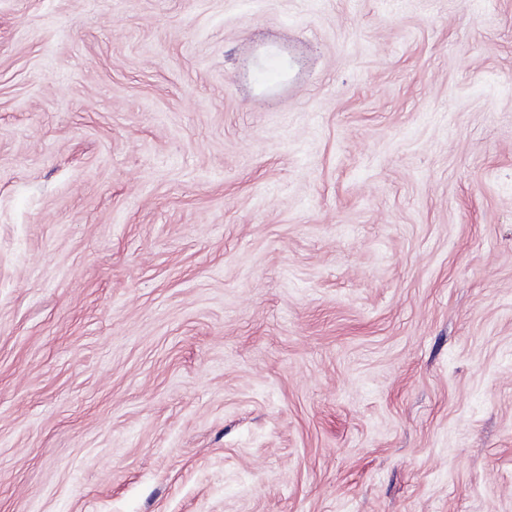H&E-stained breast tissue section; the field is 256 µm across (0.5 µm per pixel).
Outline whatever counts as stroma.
Wrapping results in <instances>:
<instances>
[{
  "mask_svg": "<svg viewBox=\"0 0 512 512\" xmlns=\"http://www.w3.org/2000/svg\"><path fill=\"white\" fill-rule=\"evenodd\" d=\"M0 512H512V0H0Z\"/></svg>",
  "mask_w": 512,
  "mask_h": 512,
  "instance_id": "35a3bbf8",
  "label": "stroma"
}]
</instances>
